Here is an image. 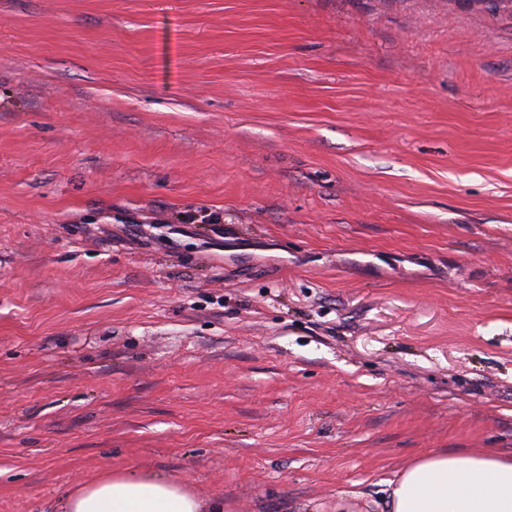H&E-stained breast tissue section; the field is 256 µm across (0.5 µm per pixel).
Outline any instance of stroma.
<instances>
[{"label":"stroma","mask_w":512,"mask_h":512,"mask_svg":"<svg viewBox=\"0 0 512 512\" xmlns=\"http://www.w3.org/2000/svg\"><path fill=\"white\" fill-rule=\"evenodd\" d=\"M436 450L512 455V12L0 0V512H370ZM58 512H223L224 501L205 499L181 481L148 473L111 472L66 493Z\"/></svg>","instance_id":"obj_1"}]
</instances>
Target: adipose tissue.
<instances>
[{
    "label": "adipose tissue",
    "mask_w": 512,
    "mask_h": 512,
    "mask_svg": "<svg viewBox=\"0 0 512 512\" xmlns=\"http://www.w3.org/2000/svg\"><path fill=\"white\" fill-rule=\"evenodd\" d=\"M380 512H512V456L431 452L390 484ZM61 512H224L181 481L148 473L111 472L66 493Z\"/></svg>",
    "instance_id": "ef3b65f1"
}]
</instances>
